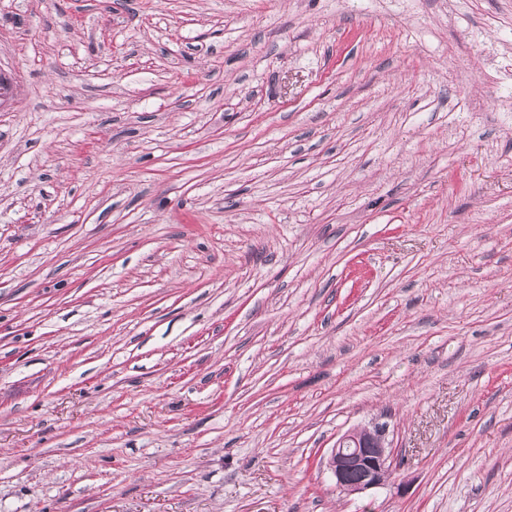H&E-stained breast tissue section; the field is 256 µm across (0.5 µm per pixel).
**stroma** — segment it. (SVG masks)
<instances>
[{
	"mask_svg": "<svg viewBox=\"0 0 512 512\" xmlns=\"http://www.w3.org/2000/svg\"><path fill=\"white\" fill-rule=\"evenodd\" d=\"M0 73V512H512V0H0ZM386 431L385 425L375 424L347 431L336 440L326 468L337 490L348 495L362 494L386 485L393 472Z\"/></svg>",
	"mask_w": 512,
	"mask_h": 512,
	"instance_id": "obj_1",
	"label": "stroma"
}]
</instances>
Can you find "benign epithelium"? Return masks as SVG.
I'll list each match as a JSON object with an SVG mask.
<instances>
[{
    "label": "benign epithelium",
    "mask_w": 512,
    "mask_h": 512,
    "mask_svg": "<svg viewBox=\"0 0 512 512\" xmlns=\"http://www.w3.org/2000/svg\"><path fill=\"white\" fill-rule=\"evenodd\" d=\"M336 489L348 495L380 488L393 472L386 426L376 424L348 431L337 440L326 461Z\"/></svg>",
    "instance_id": "benign-epithelium-1"
}]
</instances>
